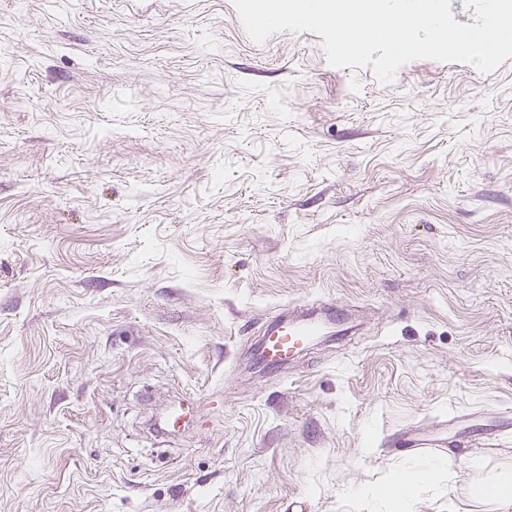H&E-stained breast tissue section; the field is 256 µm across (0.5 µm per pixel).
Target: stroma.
<instances>
[{
    "instance_id": "stroma-1",
    "label": "stroma",
    "mask_w": 512,
    "mask_h": 512,
    "mask_svg": "<svg viewBox=\"0 0 512 512\" xmlns=\"http://www.w3.org/2000/svg\"><path fill=\"white\" fill-rule=\"evenodd\" d=\"M329 298L352 334L251 369ZM507 409L512 58L384 84L233 0H0V512H384L413 426L448 512ZM202 403L193 394L180 398L176 405L159 417L156 426L162 435L182 436L189 432H197L204 423Z\"/></svg>"
}]
</instances>
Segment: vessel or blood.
I'll use <instances>...</instances> for the list:
<instances>
[{
	"mask_svg": "<svg viewBox=\"0 0 512 512\" xmlns=\"http://www.w3.org/2000/svg\"><path fill=\"white\" fill-rule=\"evenodd\" d=\"M343 313L335 300H327L315 308L285 309L274 312L267 320L260 356L269 369L281 368L319 335L327 326L342 320ZM204 423L202 404L188 394L159 417L156 426L166 436H181L198 431Z\"/></svg>",
	"mask_w": 512,
	"mask_h": 512,
	"instance_id": "obj_1",
	"label": "vessel or blood"
}]
</instances>
